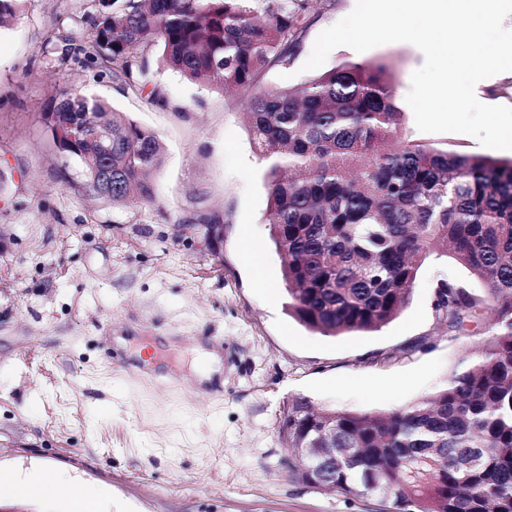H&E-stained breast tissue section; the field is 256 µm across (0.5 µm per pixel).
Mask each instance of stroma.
<instances>
[{
    "label": "stroma",
    "mask_w": 512,
    "mask_h": 512,
    "mask_svg": "<svg viewBox=\"0 0 512 512\" xmlns=\"http://www.w3.org/2000/svg\"><path fill=\"white\" fill-rule=\"evenodd\" d=\"M356 0H332L288 67L266 69L263 89L298 87L317 36ZM85 0H31L0 29V474L61 471L94 493L96 512H371L373 505L291 480L280 432L303 396L319 410L403 409L444 387L489 333L455 336L434 309L452 278L484 293L452 259L421 267L409 303L379 331L309 332L287 309L270 237L266 165L243 112L245 93L190 82L151 57L123 88L44 49L57 21L81 27ZM424 61L405 42L331 51L324 67L385 65L396 85L401 140L510 160L461 133H425L406 102ZM107 100L158 133L164 164L156 201L115 208L91 198L77 161L49 148L44 115L60 82ZM216 223L212 238L178 225ZM155 345L147 373L123 359ZM220 344L222 380L198 394L192 340Z\"/></svg>",
    "instance_id": "1"
}]
</instances>
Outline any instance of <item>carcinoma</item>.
Here are the masks:
<instances>
[{"label": "carcinoma", "mask_w": 512, "mask_h": 512, "mask_svg": "<svg viewBox=\"0 0 512 512\" xmlns=\"http://www.w3.org/2000/svg\"><path fill=\"white\" fill-rule=\"evenodd\" d=\"M27 0H0V27ZM88 34L54 29L46 44L131 89L158 47L165 66L219 90H252L246 120L267 166L271 240L288 311L308 331L380 330L409 302L427 258L444 255L487 287L437 283L448 332L493 337L411 406L315 411L288 403L289 476L331 478L330 491L391 512H512V160L398 141L401 112L382 64L343 63L294 88L257 89L286 66L324 0H89ZM52 149L78 161L88 191L115 207L155 202L159 135L72 87L46 113Z\"/></svg>", "instance_id": "obj_1"}]
</instances>
